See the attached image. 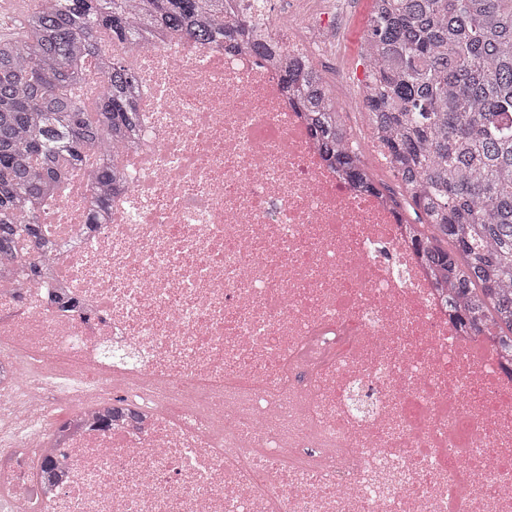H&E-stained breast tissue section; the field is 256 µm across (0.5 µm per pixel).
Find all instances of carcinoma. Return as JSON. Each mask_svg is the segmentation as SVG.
Here are the masks:
<instances>
[{"instance_id":"obj_1","label":"carcinoma","mask_w":512,"mask_h":512,"mask_svg":"<svg viewBox=\"0 0 512 512\" xmlns=\"http://www.w3.org/2000/svg\"><path fill=\"white\" fill-rule=\"evenodd\" d=\"M364 34L373 85L365 97L390 167L425 222H406L413 248L447 292L465 333L495 336L512 356V0H372ZM225 0H41L0 29V260L18 239L39 245L33 201L60 167L83 162L137 134V73L120 53L140 30L165 26L203 45L235 49L252 32L247 12L223 16ZM112 35L100 62L101 106L84 107V62ZM282 89L302 111L321 157L359 192L377 194L350 146L321 71L259 39ZM126 174L100 169L97 193Z\"/></svg>"}]
</instances>
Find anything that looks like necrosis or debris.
<instances>
[{"mask_svg": "<svg viewBox=\"0 0 512 512\" xmlns=\"http://www.w3.org/2000/svg\"><path fill=\"white\" fill-rule=\"evenodd\" d=\"M253 2L231 7L305 51ZM123 57L138 139L88 147L0 276V512H512V376L457 335L386 194L322 161L253 53L158 26ZM112 405L138 421L102 426ZM126 174L117 165L112 162V166L104 165L100 169V180L97 183L98 197H101L105 193V188L112 186V191L118 189L125 182Z\"/></svg>", "mask_w": 512, "mask_h": 512, "instance_id": "4bbe7bcc", "label": "necrosis or debris"}]
</instances>
